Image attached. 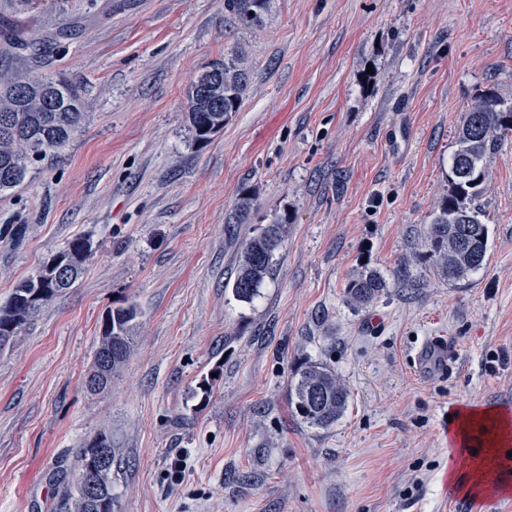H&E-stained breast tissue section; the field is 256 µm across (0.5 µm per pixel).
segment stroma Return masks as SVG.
Masks as SVG:
<instances>
[{
    "label": "stroma",
    "mask_w": 512,
    "mask_h": 512,
    "mask_svg": "<svg viewBox=\"0 0 512 512\" xmlns=\"http://www.w3.org/2000/svg\"><path fill=\"white\" fill-rule=\"evenodd\" d=\"M237 50L241 109L195 142L186 93ZM0 63L68 79L86 114L0 196V304L73 239L91 247L0 352V512H62L100 432L124 452L117 512H512V493L448 499L440 481L448 414L512 413V133L476 200L483 267L448 282L424 247L463 114L489 93L512 108V0H271L250 29L225 0H0ZM275 215L277 273L238 301L241 246ZM366 266L409 285L354 308ZM130 303L134 349L90 391L104 319ZM432 335L452 375L416 376ZM310 361L349 391L324 430L288 404Z\"/></svg>",
    "instance_id": "stroma-1"
}]
</instances>
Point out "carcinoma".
Instances as JSON below:
<instances>
[{"mask_svg": "<svg viewBox=\"0 0 512 512\" xmlns=\"http://www.w3.org/2000/svg\"><path fill=\"white\" fill-rule=\"evenodd\" d=\"M270 0H228L227 6L240 26L250 28L263 22ZM212 67L224 68V85L204 87L196 81L187 92L188 120L195 140L205 142L224 127V119L239 111L247 88L248 72L239 54ZM84 120L79 87L65 79L46 75L12 73L0 69V194L22 184L28 173L55 156L81 128ZM512 131V110L499 108L497 101L482 98L464 113L448 174V193L433 212L424 246L438 274L450 282L465 278L483 266L488 231L473 201L481 193L487 159L496 151L501 136ZM252 194L244 193L227 220L241 224L252 207ZM284 221L274 219L242 247L234 296L253 301L266 280L273 276L276 253L283 242ZM90 246L81 237L54 256L64 264L60 281L42 266L36 276L20 282L0 305V351L11 346L22 327L40 309L73 287L83 273ZM386 279L375 270L363 269L347 283L345 296L354 306L372 303L385 288ZM138 318L134 304L112 309L105 319L98 351L111 355L109 376H114L128 358ZM348 390L335 373L321 364L310 363L296 374L289 405L295 415L312 427L333 426L347 408ZM99 448L111 449V464L122 450L112 447V437L99 433L75 456L78 473L75 489L66 493L65 512H111L117 502L112 494V471L98 477L99 501L83 490L88 463Z\"/></svg>", "mask_w": 512, "mask_h": 512, "instance_id": "1", "label": "carcinoma"}]
</instances>
